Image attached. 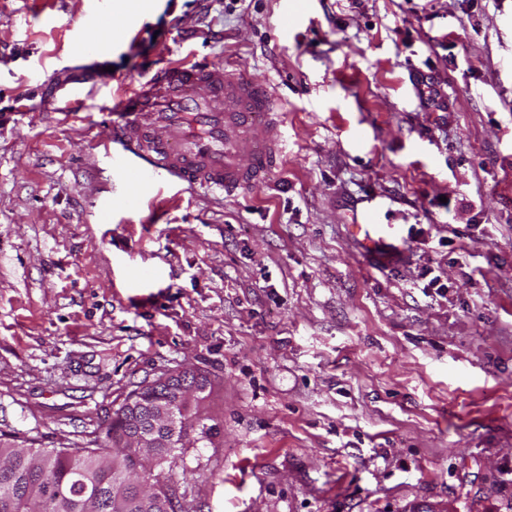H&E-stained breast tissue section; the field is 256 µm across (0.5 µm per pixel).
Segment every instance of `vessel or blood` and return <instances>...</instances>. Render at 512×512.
I'll use <instances>...</instances> for the list:
<instances>
[{"mask_svg": "<svg viewBox=\"0 0 512 512\" xmlns=\"http://www.w3.org/2000/svg\"><path fill=\"white\" fill-rule=\"evenodd\" d=\"M234 110H225V101ZM112 138L125 151L118 177L139 192L185 183L231 195L265 179L285 153V123L266 80L242 78L223 64H176L112 97ZM252 151L241 165V144ZM361 249L395 257L383 224L349 227Z\"/></svg>", "mask_w": 512, "mask_h": 512, "instance_id": "b4317fda", "label": "vessel or blood"}]
</instances>
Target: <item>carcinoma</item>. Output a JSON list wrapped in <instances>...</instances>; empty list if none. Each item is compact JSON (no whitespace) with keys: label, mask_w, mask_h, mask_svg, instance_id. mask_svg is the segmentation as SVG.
Masks as SVG:
<instances>
[{"label":"carcinoma","mask_w":512,"mask_h":512,"mask_svg":"<svg viewBox=\"0 0 512 512\" xmlns=\"http://www.w3.org/2000/svg\"><path fill=\"white\" fill-rule=\"evenodd\" d=\"M186 431L207 440L197 408L183 406ZM128 424L118 408L92 448H31L0 438V512H165L174 495L176 446L120 448Z\"/></svg>","instance_id":"1"}]
</instances>
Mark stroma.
<instances>
[{
    "mask_svg": "<svg viewBox=\"0 0 512 512\" xmlns=\"http://www.w3.org/2000/svg\"><path fill=\"white\" fill-rule=\"evenodd\" d=\"M142 3L0 0V433L88 446L192 369L191 512H512V0ZM174 63L270 82L267 181L115 179L101 70ZM390 224H352L349 225L351 236H353L361 249L371 256L378 257L382 261H390L396 257L386 241L387 229ZM154 381H156V386H158L159 389H166L165 393H167V391L175 393L177 401L180 400L182 396L188 398V403L190 406L192 402V396L198 392L200 388H202L205 380L199 373L193 371H178L160 376L157 379L151 381V383ZM158 388L149 384H145L137 390L133 391L131 394L138 393L142 399L146 400L155 396ZM203 397H196L194 399V402L196 403L194 408H190L186 405V403L183 404V410L184 414H182V417L185 420V426H186V436H188L190 431H197L199 429V432H197L198 438L197 440H209V437L211 435L212 426L206 427L204 424H200L201 418L198 415L197 408H198V402ZM198 427V428H196ZM201 427V428H200ZM185 434H183L182 439L184 438Z\"/></svg>",
    "mask_w": 512,
    "mask_h": 512,
    "instance_id": "1",
    "label": "stroma"
}]
</instances>
